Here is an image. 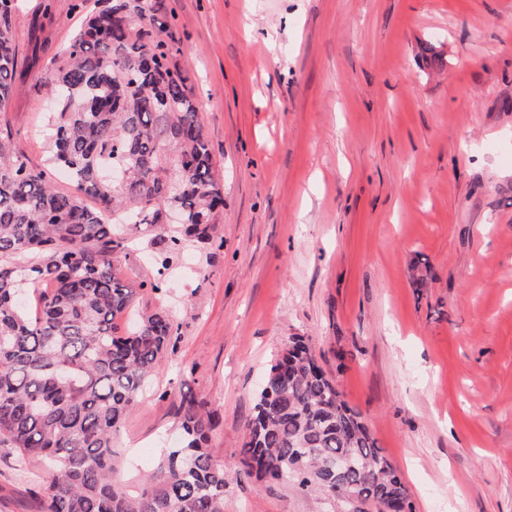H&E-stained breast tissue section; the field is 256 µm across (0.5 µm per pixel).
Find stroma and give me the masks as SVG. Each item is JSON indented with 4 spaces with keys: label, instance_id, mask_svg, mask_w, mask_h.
Listing matches in <instances>:
<instances>
[{
    "label": "stroma",
    "instance_id": "stroma-1",
    "mask_svg": "<svg viewBox=\"0 0 512 512\" xmlns=\"http://www.w3.org/2000/svg\"><path fill=\"white\" fill-rule=\"evenodd\" d=\"M18 0L0 108L49 168L41 82L102 0ZM177 62L224 184L216 242L130 231L115 268L152 281L174 348L121 426L136 487L182 396L219 415L224 512H352L247 478L245 426L289 337L309 340L398 470L413 512H512V0H167ZM430 263L418 289L417 256ZM0 447V512H43L53 466Z\"/></svg>",
    "mask_w": 512,
    "mask_h": 512
}]
</instances>
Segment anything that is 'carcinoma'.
<instances>
[{"instance_id": "carcinoma-1", "label": "carcinoma", "mask_w": 512, "mask_h": 512, "mask_svg": "<svg viewBox=\"0 0 512 512\" xmlns=\"http://www.w3.org/2000/svg\"><path fill=\"white\" fill-rule=\"evenodd\" d=\"M13 7L0 0V108L15 89ZM165 10L166 0H106L45 77L50 161L72 191L57 190L0 132V447L21 465L56 467L44 512H224V463L207 448L218 416L193 397L181 398L177 444L138 490L115 479L114 435L163 365L174 321L159 309L121 330L137 292L160 285L115 272L124 238L109 218L151 231L174 204L185 235L209 243L224 205ZM21 280L36 294L33 313L16 295ZM240 463L257 481L412 512L397 469L301 336L266 371Z\"/></svg>"}]
</instances>
